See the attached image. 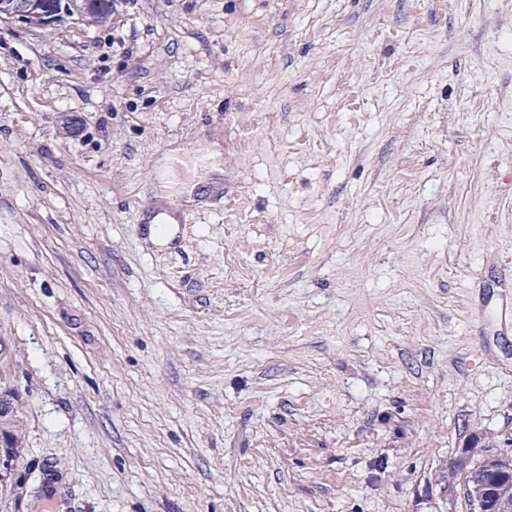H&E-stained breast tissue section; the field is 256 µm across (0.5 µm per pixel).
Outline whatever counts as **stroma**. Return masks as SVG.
<instances>
[{"instance_id":"1","label":"stroma","mask_w":512,"mask_h":512,"mask_svg":"<svg viewBox=\"0 0 512 512\" xmlns=\"http://www.w3.org/2000/svg\"><path fill=\"white\" fill-rule=\"evenodd\" d=\"M503 265L512 0L2 22L0 512H467Z\"/></svg>"}]
</instances>
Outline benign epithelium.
I'll return each instance as SVG.
<instances>
[{
    "instance_id": "obj_1",
    "label": "benign epithelium",
    "mask_w": 512,
    "mask_h": 512,
    "mask_svg": "<svg viewBox=\"0 0 512 512\" xmlns=\"http://www.w3.org/2000/svg\"><path fill=\"white\" fill-rule=\"evenodd\" d=\"M108 0H0V22L14 21L48 28L67 20L91 25L104 16ZM460 475L473 512H512V502L499 495L498 486L512 483V455H485L472 462L459 459Z\"/></svg>"
}]
</instances>
